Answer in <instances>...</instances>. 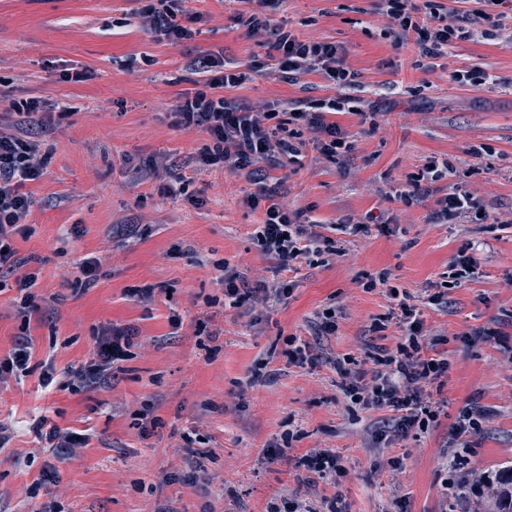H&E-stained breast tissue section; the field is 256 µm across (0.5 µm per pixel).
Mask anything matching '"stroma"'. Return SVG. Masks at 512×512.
Here are the masks:
<instances>
[{"instance_id": "obj_1", "label": "stroma", "mask_w": 512, "mask_h": 512, "mask_svg": "<svg viewBox=\"0 0 512 512\" xmlns=\"http://www.w3.org/2000/svg\"><path fill=\"white\" fill-rule=\"evenodd\" d=\"M185 7L197 16L194 35L170 45L144 29L136 0H0V110L37 98L56 123L47 173L25 186L33 198L27 228L12 237L38 275L35 294L54 306L49 317L31 318L34 358L52 359L61 374L92 359L101 327L138 330L108 387L46 389L35 371L0 385V422L13 434L10 452L0 454V512H265L274 498L294 494L318 510L337 496L344 512H395L400 500L410 512H500L494 487L477 494L471 487L512 466V19L503 18L496 38L456 41L429 77L415 50L393 49L379 0H283L275 22L301 40L344 46L358 83L349 92L352 111L335 117L354 139L350 154L325 158L306 129L296 172L266 168L269 178H284L285 206L320 222L344 252L278 274L251 240L263 213L246 199L258 184L242 172L199 169L206 137L176 127L173 114L180 93L206 79L196 60L217 52L232 65L263 63V75L235 91L256 112L331 89L321 74L281 72L266 35L239 24L248 0ZM470 68L493 75L494 84L452 80V71ZM77 71L88 79L71 81ZM362 110L378 111L377 130L361 124ZM473 145L488 154L472 158ZM431 157L456 164L457 182L484 206L482 223L438 224L434 198L398 199ZM166 184L181 195L164 194ZM369 212L390 217L391 233L339 231ZM482 242L491 256L450 285V262ZM86 256L102 264L80 288L75 264ZM222 262L252 283L290 281L294 291L280 304L227 308ZM383 270L412 295L433 285L448 299L423 307L422 318L449 370L446 415L420 437L379 444L374 436L389 411L350 407L329 365L295 367L283 352L295 336L373 370L368 347L392 352L402 336L393 324L371 329L391 300L362 281ZM146 285L155 289L152 303L128 297V288ZM329 306L339 328L316 335ZM481 327L494 338L463 341ZM471 404L489 418L461 450L456 476L466 486L448 500L449 431ZM146 408L156 425L145 436L137 415ZM42 417L89 436L47 483L49 456L31 431ZM291 428L300 438L266 461L268 444ZM318 448L338 452L344 473L333 483L299 484L298 458ZM395 457L402 465L394 474L387 461ZM33 485L36 496H27Z\"/></svg>"}]
</instances>
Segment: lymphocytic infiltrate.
<instances>
[{
    "mask_svg": "<svg viewBox=\"0 0 512 512\" xmlns=\"http://www.w3.org/2000/svg\"><path fill=\"white\" fill-rule=\"evenodd\" d=\"M249 11L239 21L248 32H264L271 50L279 55L282 70L293 73H322L330 80L335 93L315 100L305 108L295 109L293 102H281L280 112L256 114L235 98L231 89L239 87L250 74L261 72L262 64L254 63L246 70L226 65L223 58L210 55L199 60V67L210 74L203 88L181 94L174 114L176 126L195 128L205 133L209 142L200 152L205 170L226 169L232 172L248 170L253 163L269 154H276V163L287 167L296 163L302 154L301 144L286 137L288 127L303 123L315 134L314 143L320 152L333 158L350 153L353 139L343 127L333 122L334 114L344 111L349 103L348 88L355 86L357 73L345 65L346 50L333 42L299 40L285 26L272 18L282 0H250ZM381 9L390 21L389 33L396 49L414 44L417 55L425 60L426 72H433V62L447 52L455 40L468 37L464 26L449 21L437 0H380ZM184 0H151L140 9L148 31L157 40L175 44L193 36L194 31L183 25L187 12ZM18 119L13 132L0 133V279L13 276L19 293L17 316L22 327L39 306L33 287L36 274L26 273L11 243L18 224L24 223L33 205L32 196L25 192L26 183L43 176L48 164L47 153L41 152L28 130L37 126L47 128L51 113L42 111L38 99H30L16 107ZM456 167L448 160L431 159L412 182V189L403 194L405 202L429 196L434 183L447 180L446 193L438 199L435 217L438 223L455 224L462 218L481 213L483 206L471 193L456 183ZM278 184L261 185L247 202L251 208L263 211L259 229L252 235L258 250L271 257L277 271H295L297 264L312 263L322 253L339 254L334 240L317 230L316 221L302 222L300 213L285 209L279 199ZM409 293L395 296L388 319L402 328L404 340L395 352L373 353L378 369L372 375L360 370L359 362L349 355L331 358L338 385L352 405L364 409L391 411L390 433L407 438L427 432L442 412L445 403L433 400L426 387L441 384L448 374V359L443 354H430L429 343L423 334V322ZM135 331L132 328L112 327L97 336L95 357L76 370L83 387L98 388L110 383L128 360ZM32 431L38 443L49 448L54 458L43 470L44 480L58 474V463L67 458L69 448L83 444L84 435L49 424L40 418Z\"/></svg>",
    "mask_w": 512,
    "mask_h": 512,
    "instance_id": "1",
    "label": "lymphocytic infiltrate"
}]
</instances>
